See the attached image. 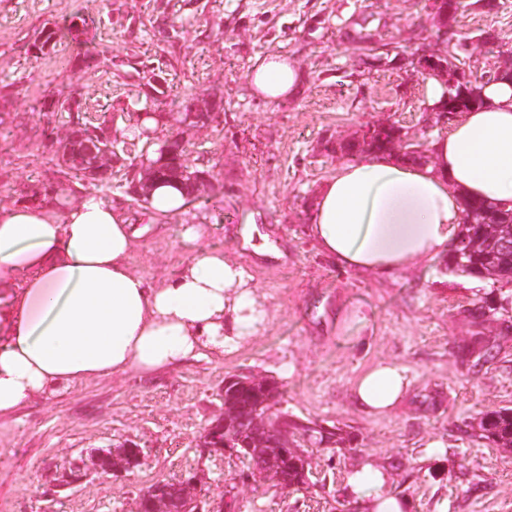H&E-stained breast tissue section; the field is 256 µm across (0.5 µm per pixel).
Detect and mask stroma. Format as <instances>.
Wrapping results in <instances>:
<instances>
[{
  "label": "stroma",
  "mask_w": 512,
  "mask_h": 512,
  "mask_svg": "<svg viewBox=\"0 0 512 512\" xmlns=\"http://www.w3.org/2000/svg\"><path fill=\"white\" fill-rule=\"evenodd\" d=\"M435 0H0V205L18 189L57 185L53 158L65 127L48 145L31 109L35 98L76 86L93 116L124 136L138 122L149 85L137 69L164 80L152 112L175 115L207 104L211 124L183 130L199 168L216 188L149 230L129 258L152 282L174 276L193 246L183 227L202 226L208 247L244 269L267 316L261 329L223 354L172 369L131 371L59 386L0 417V512H42L44 496L70 463L92 448L131 440L144 460L119 476L89 475L59 491L55 512H138L139 493L188 471L199 494L221 497L230 512H359L344 493L346 473L370 460L411 512H512V449L471 430L482 413L512 408V284L457 276L438 257L393 279L342 269L319 252L309 232L318 191L348 153L337 145L364 127L392 123L412 138L436 141L438 123L425 95L426 75L389 59L367 63L363 34L408 51L442 54L447 38L466 41L474 74L494 71L481 32L500 35L512 55V0L491 7L461 0L446 23ZM111 16L87 45L60 38L38 59L23 44L36 31L65 27L75 15ZM100 52L111 66L84 70L78 59ZM280 54L303 75L276 102L250 84L257 57ZM496 314L475 322L474 306ZM496 345L492 360L484 346ZM405 369L407 393L389 414L360 410L355 381L378 362ZM230 374L274 379L289 422L337 426L336 445L300 437L311 475L301 490L242 478L244 459L202 457L195 443L223 408ZM442 442L431 455V442Z\"/></svg>",
  "instance_id": "1"
}]
</instances>
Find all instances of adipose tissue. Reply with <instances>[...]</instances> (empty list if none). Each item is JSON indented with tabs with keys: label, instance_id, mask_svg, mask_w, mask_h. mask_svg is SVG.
<instances>
[{
	"label": "adipose tissue",
	"instance_id": "1",
	"mask_svg": "<svg viewBox=\"0 0 512 512\" xmlns=\"http://www.w3.org/2000/svg\"><path fill=\"white\" fill-rule=\"evenodd\" d=\"M302 75L283 57L257 59L249 80L277 101ZM485 105L462 113L432 150L431 166L376 152L337 165L309 218L318 246L351 271L389 278L447 253L463 220L462 199L512 209V83L483 88ZM143 234L127 212L97 196L57 204L0 205V416L59 385L130 370L151 373L223 353L255 335L265 311L243 269L200 247L178 274L150 284L128 258ZM405 371L381 362L354 386L358 405L392 410ZM372 461L351 469L346 492L368 512H408Z\"/></svg>",
	"mask_w": 512,
	"mask_h": 512
}]
</instances>
